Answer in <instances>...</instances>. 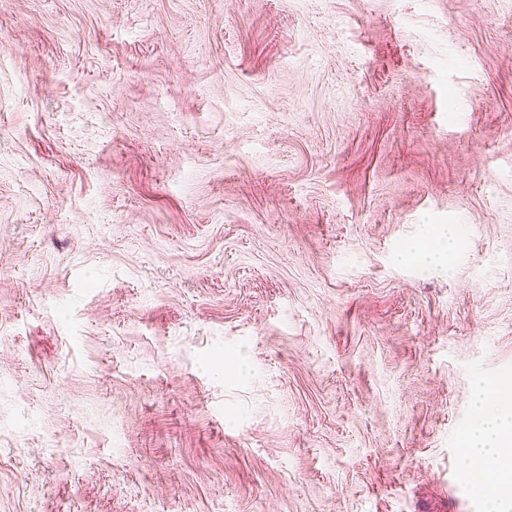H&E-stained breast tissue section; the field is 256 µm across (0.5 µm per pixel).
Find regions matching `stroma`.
<instances>
[{
  "mask_svg": "<svg viewBox=\"0 0 512 512\" xmlns=\"http://www.w3.org/2000/svg\"><path fill=\"white\" fill-rule=\"evenodd\" d=\"M479 378L512 0H0V512H487ZM437 245L430 250H416L414 253L407 252L406 256L416 257L424 266H429L433 263L448 258V253L457 247L459 241V230L457 225L448 224L436 229Z\"/></svg>",
  "mask_w": 512,
  "mask_h": 512,
  "instance_id": "obj_1",
  "label": "stroma"
}]
</instances>
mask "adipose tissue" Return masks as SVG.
Returning <instances> with one entry per match:
<instances>
[{
    "label": "adipose tissue",
    "mask_w": 512,
    "mask_h": 512,
    "mask_svg": "<svg viewBox=\"0 0 512 512\" xmlns=\"http://www.w3.org/2000/svg\"><path fill=\"white\" fill-rule=\"evenodd\" d=\"M489 384L478 385L475 406L477 424L467 436V458L483 462L500 472L512 469V393L500 394L496 404H489Z\"/></svg>",
    "instance_id": "ef3b65f1"
}]
</instances>
